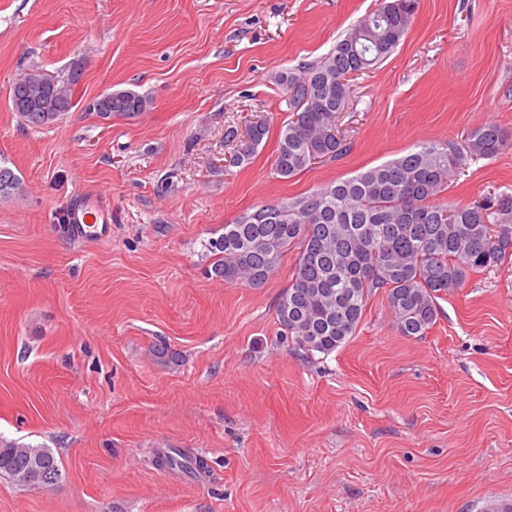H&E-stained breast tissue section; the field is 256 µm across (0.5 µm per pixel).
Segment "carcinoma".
Here are the masks:
<instances>
[{"instance_id":"1","label":"carcinoma","mask_w":512,"mask_h":512,"mask_svg":"<svg viewBox=\"0 0 512 512\" xmlns=\"http://www.w3.org/2000/svg\"><path fill=\"white\" fill-rule=\"evenodd\" d=\"M419 0H381L360 17L315 64L280 71L274 81L285 93L294 119L280 133L273 174L290 179L315 165L335 162L349 145L338 135V114L351 98L353 77L386 60L410 28ZM75 70L51 84L27 74L11 84V98L36 99L23 113L33 126L50 124L72 107ZM112 113L134 117L150 100L135 91L105 93ZM269 127L257 120L227 127L225 138L240 140L234 164L250 163ZM509 138L495 124L471 132L469 154L496 156ZM464 164L449 143L427 142L411 153L354 176L329 183L306 196L260 205L224 225V234L205 244L217 256L214 277L228 284L261 287L277 269L282 253L297 249L295 271L277 305L284 334L311 357L347 344L362 321L368 301L386 296L396 330L422 336L436 322L437 299L461 288L473 272L512 257V197L485 198L456 206L442 198L448 179ZM12 170L0 168V195L19 190ZM499 215L489 223L491 209ZM47 488L62 476L52 449L0 441V474L24 487L36 465ZM159 466L192 474L200 463L179 449L160 457Z\"/></svg>"}]
</instances>
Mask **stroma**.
Masks as SVG:
<instances>
[{
	"mask_svg": "<svg viewBox=\"0 0 512 512\" xmlns=\"http://www.w3.org/2000/svg\"><path fill=\"white\" fill-rule=\"evenodd\" d=\"M377 0H0V439L51 448L60 481L0 476V512H490L512 504V259L444 294L421 336L385 295L355 336L306 357L276 309L296 249L259 288L211 276L205 242L248 209L407 154L512 137V0H420L394 53L358 77L340 160L271 170L293 114L277 71L320 60ZM80 68L73 106L35 127L21 74ZM150 100L101 117V95ZM267 120L250 164L227 126ZM112 210L79 243L78 192ZM512 196V145L466 158L446 199ZM163 344L174 360L154 356ZM177 448L204 476L157 466ZM106 99L112 105V113L116 115L135 117L140 112H145L150 104V100L132 90L112 91L100 96L93 103L95 112L101 113L97 109V105L101 100ZM511 139L495 124H486L471 132L468 139L470 156L490 158L496 156Z\"/></svg>",
	"mask_w": 512,
	"mask_h": 512,
	"instance_id": "35a3bbf8",
	"label": "stroma"
}]
</instances>
